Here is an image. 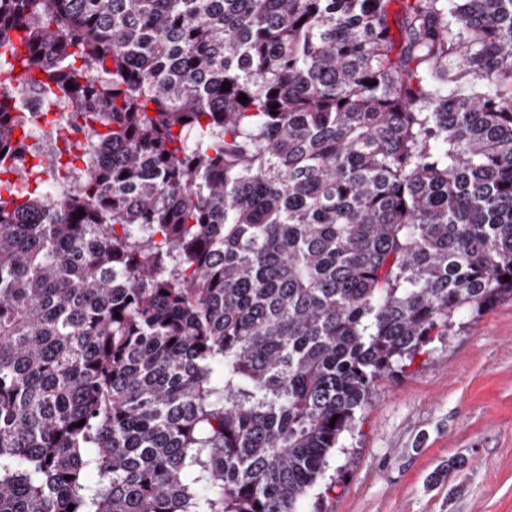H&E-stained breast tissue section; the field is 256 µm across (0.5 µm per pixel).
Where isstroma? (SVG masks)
Instances as JSON below:
<instances>
[{
  "label": "stroma",
  "mask_w": 512,
  "mask_h": 512,
  "mask_svg": "<svg viewBox=\"0 0 512 512\" xmlns=\"http://www.w3.org/2000/svg\"><path fill=\"white\" fill-rule=\"evenodd\" d=\"M322 482L319 512H512V300L382 377Z\"/></svg>",
  "instance_id": "35a3bbf8"
}]
</instances>
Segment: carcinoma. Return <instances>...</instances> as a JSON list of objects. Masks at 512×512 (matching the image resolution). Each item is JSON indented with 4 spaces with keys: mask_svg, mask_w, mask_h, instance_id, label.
Wrapping results in <instances>:
<instances>
[{
    "mask_svg": "<svg viewBox=\"0 0 512 512\" xmlns=\"http://www.w3.org/2000/svg\"><path fill=\"white\" fill-rule=\"evenodd\" d=\"M0 71L84 134L0 92V512H307L512 298V0H0Z\"/></svg>",
    "mask_w": 512,
    "mask_h": 512,
    "instance_id": "obj_1",
    "label": "carcinoma"
}]
</instances>
